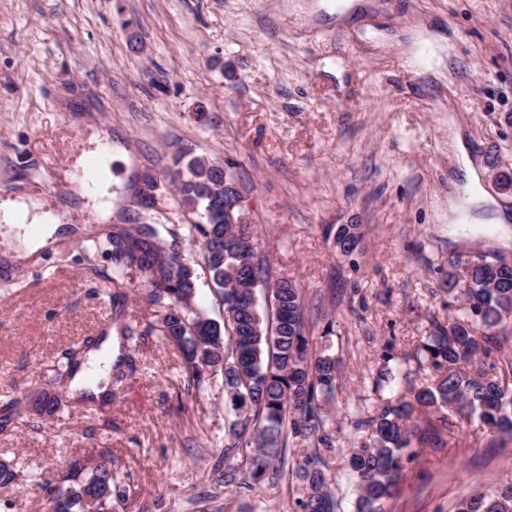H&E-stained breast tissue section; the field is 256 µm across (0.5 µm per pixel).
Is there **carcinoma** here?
Masks as SVG:
<instances>
[{"mask_svg": "<svg viewBox=\"0 0 512 512\" xmlns=\"http://www.w3.org/2000/svg\"><path fill=\"white\" fill-rule=\"evenodd\" d=\"M167 177L182 205L198 221L187 225L199 243L202 269L222 298L224 322L218 323L191 307L198 273L181 254L177 239L166 240L156 224L133 232L118 228L93 244L112 246L123 269L135 268L147 282L146 300L165 308L146 331L178 346L185 364V382L200 387L217 374L224 379V408L231 416L230 442L213 465L215 485L253 489L283 474L279 463L289 440L308 442L313 450L293 470L303 494L293 512H337L331 491L336 437L323 418L324 403L336 389V359L313 355L305 334L301 292L288 280L275 283L272 315H263L255 290L267 287L266 264L255 257L250 225L224 221V207L241 195H224V166L205 157L175 159ZM359 224H338L329 230L334 247L359 245L362 234H349ZM448 293L463 295L461 314L435 330L416 349V359L434 370L431 385L383 399L371 412L354 420L361 434L348 465L355 478L356 512H383L402 470L404 451L422 427L420 416L430 410H451L476 419L495 436H512V360L499 357L506 334L501 325L512 318V263L504 258L459 255L448 262ZM58 400L44 395L27 407L10 399L5 409L21 422L29 409L51 415ZM112 452L99 451L87 467L73 460L58 484L43 486L47 512H77L99 485L112 487ZM456 512H512V481L492 491H475L461 499Z\"/></svg>", "mask_w": 512, "mask_h": 512, "instance_id": "cac0c4a2", "label": "carcinoma"}]
</instances>
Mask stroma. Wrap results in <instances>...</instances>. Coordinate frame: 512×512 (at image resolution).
<instances>
[{
	"instance_id": "obj_1",
	"label": "stroma",
	"mask_w": 512,
	"mask_h": 512,
	"mask_svg": "<svg viewBox=\"0 0 512 512\" xmlns=\"http://www.w3.org/2000/svg\"><path fill=\"white\" fill-rule=\"evenodd\" d=\"M458 140L507 223L469 203ZM99 148L113 155L108 216L69 189ZM180 155L224 164L273 280L302 292L312 351L339 362L325 406L331 487L355 512L352 422L429 382L415 350L462 306L445 288L449 260L512 259V190L495 181L512 165V0H0V204L32 200L55 223L90 227L9 266L25 231L0 221V405L60 399L25 425L0 409V461L28 474L0 485V512H46L42 484L103 448L126 492L116 512H290L300 496L285 479L215 486L229 428L222 377L187 388L176 345L122 335L162 310L92 241L116 224H167L198 258L185 238L195 217L166 176ZM151 178L152 199H137ZM336 224L360 225L357 252H336ZM109 335L122 382L103 377L83 399L54 378L67 352ZM385 366L395 378L381 385ZM448 422L405 451L384 512H454L512 479V439Z\"/></svg>"
}]
</instances>
